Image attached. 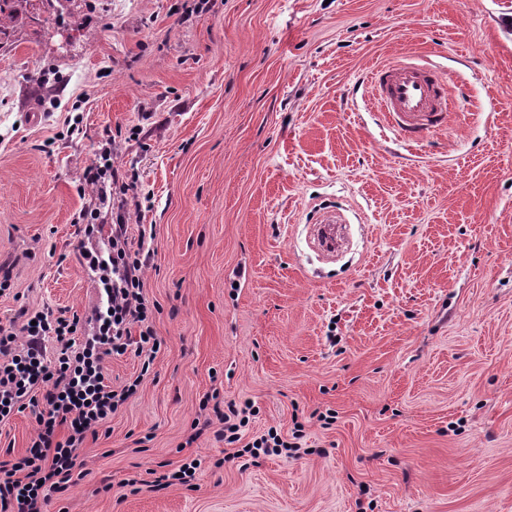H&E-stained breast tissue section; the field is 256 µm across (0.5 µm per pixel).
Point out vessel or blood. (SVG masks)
<instances>
[{"mask_svg": "<svg viewBox=\"0 0 512 512\" xmlns=\"http://www.w3.org/2000/svg\"><path fill=\"white\" fill-rule=\"evenodd\" d=\"M371 86L386 120L408 138L439 129L448 117V80L439 70L382 64L372 70Z\"/></svg>", "mask_w": 512, "mask_h": 512, "instance_id": "obj_1", "label": "vessel or blood"}]
</instances>
